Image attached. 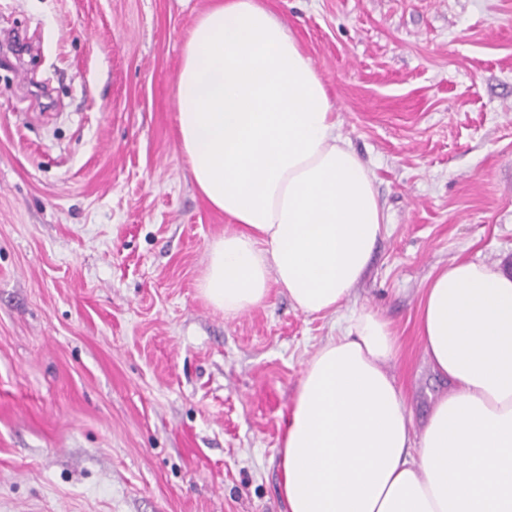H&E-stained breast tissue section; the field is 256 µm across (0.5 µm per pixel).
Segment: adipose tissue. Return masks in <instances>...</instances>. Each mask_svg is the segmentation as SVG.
Returning a JSON list of instances; mask_svg holds the SVG:
<instances>
[{"instance_id":"ef3b65f1","label":"adipose tissue","mask_w":512,"mask_h":512,"mask_svg":"<svg viewBox=\"0 0 512 512\" xmlns=\"http://www.w3.org/2000/svg\"><path fill=\"white\" fill-rule=\"evenodd\" d=\"M174 100L195 186L230 220L202 297L233 318L277 288L305 315L336 313L386 218L293 32L262 0H213ZM420 331L448 390L419 432L390 371L398 338L373 309L308 360L283 423L287 512H512V274L452 262L425 290Z\"/></svg>"}]
</instances>
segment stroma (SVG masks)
<instances>
[{
    "instance_id": "1",
    "label": "stroma",
    "mask_w": 512,
    "mask_h": 512,
    "mask_svg": "<svg viewBox=\"0 0 512 512\" xmlns=\"http://www.w3.org/2000/svg\"><path fill=\"white\" fill-rule=\"evenodd\" d=\"M375 179L350 303L391 325L416 423L443 384L419 313L457 259L512 260V0H264ZM211 0H0V512H286L283 421L346 327L201 296L227 219L178 145L181 50Z\"/></svg>"
}]
</instances>
